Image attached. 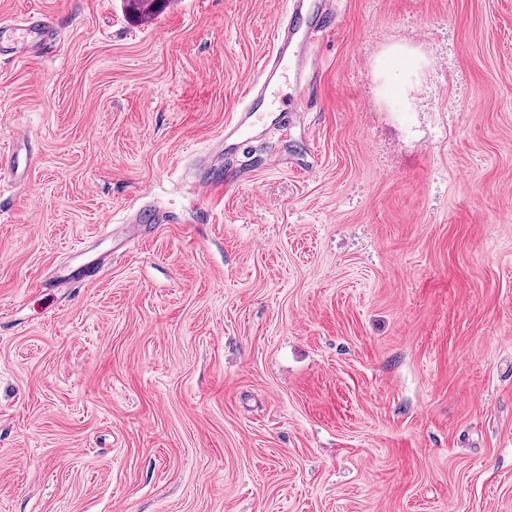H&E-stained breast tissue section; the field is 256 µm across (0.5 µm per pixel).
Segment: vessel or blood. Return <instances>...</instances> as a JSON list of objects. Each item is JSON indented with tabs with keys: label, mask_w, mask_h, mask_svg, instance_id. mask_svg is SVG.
<instances>
[{
	"label": "vessel or blood",
	"mask_w": 512,
	"mask_h": 512,
	"mask_svg": "<svg viewBox=\"0 0 512 512\" xmlns=\"http://www.w3.org/2000/svg\"><path fill=\"white\" fill-rule=\"evenodd\" d=\"M336 24L329 0H289L288 12L273 26V47L262 59L256 77L243 93V104L224 127L225 138L246 141L262 121L261 108L271 91L285 79L306 80L305 63L319 34ZM0 33L10 34L22 48L49 41L50 27L39 16L1 20Z\"/></svg>",
	"instance_id": "vessel-or-blood-1"
}]
</instances>
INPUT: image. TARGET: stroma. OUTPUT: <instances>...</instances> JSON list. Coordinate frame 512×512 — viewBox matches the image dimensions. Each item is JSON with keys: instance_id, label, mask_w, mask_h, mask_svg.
Masks as SVG:
<instances>
[{"instance_id": "obj_1", "label": "stroma", "mask_w": 512, "mask_h": 512, "mask_svg": "<svg viewBox=\"0 0 512 512\" xmlns=\"http://www.w3.org/2000/svg\"><path fill=\"white\" fill-rule=\"evenodd\" d=\"M333 6L201 201L286 0H0V512H512V0ZM166 0H123V9L130 17L146 21L156 16ZM0 33H9L13 40L21 45L22 52L31 46L33 40H39V43L43 41L45 45L50 41L49 25L36 15H30L20 20H4L2 18Z\"/></svg>"}]
</instances>
